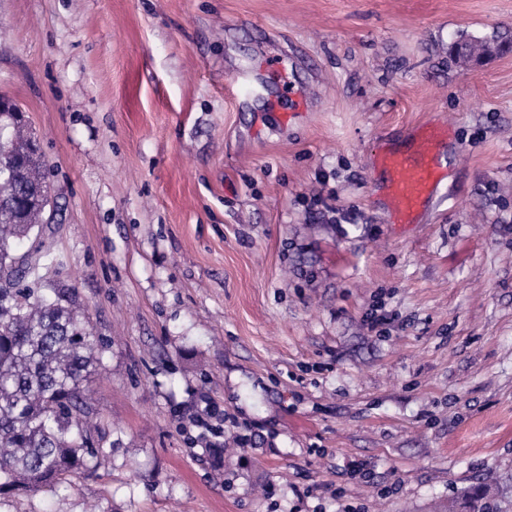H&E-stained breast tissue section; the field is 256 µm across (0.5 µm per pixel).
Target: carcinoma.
Listing matches in <instances>:
<instances>
[{"instance_id":"1","label":"carcinoma","mask_w":512,"mask_h":512,"mask_svg":"<svg viewBox=\"0 0 512 512\" xmlns=\"http://www.w3.org/2000/svg\"><path fill=\"white\" fill-rule=\"evenodd\" d=\"M451 61L482 57L508 43L498 34L460 38ZM0 494L37 492L66 483L93 454L86 382L102 350L76 296L42 287L43 271L60 264L40 239L16 256L13 244L48 226L40 198L44 161L23 122L0 118ZM448 512H512L487 489L467 490Z\"/></svg>"}]
</instances>
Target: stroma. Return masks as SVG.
<instances>
[{
	"label": "stroma",
	"mask_w": 512,
	"mask_h": 512,
	"mask_svg": "<svg viewBox=\"0 0 512 512\" xmlns=\"http://www.w3.org/2000/svg\"><path fill=\"white\" fill-rule=\"evenodd\" d=\"M496 32L512 0H0V94L57 210L47 281L103 349L87 468L0 512H445L481 480L512 498V51L448 60ZM273 58L306 100L290 125L268 117ZM430 120L448 174L391 228L374 154Z\"/></svg>",
	"instance_id": "obj_1"
}]
</instances>
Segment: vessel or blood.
<instances>
[{"label": "vessel or blood", "instance_id": "obj_1", "mask_svg": "<svg viewBox=\"0 0 512 512\" xmlns=\"http://www.w3.org/2000/svg\"><path fill=\"white\" fill-rule=\"evenodd\" d=\"M270 76L279 78L284 107L275 118L287 122L298 118L300 91L294 82L283 79L277 63H269ZM450 132L447 127L427 123L410 129L402 145L381 148L377 155V176L386 213L391 223H415L420 209L436 199L446 176L442 147Z\"/></svg>", "mask_w": 512, "mask_h": 512}]
</instances>
